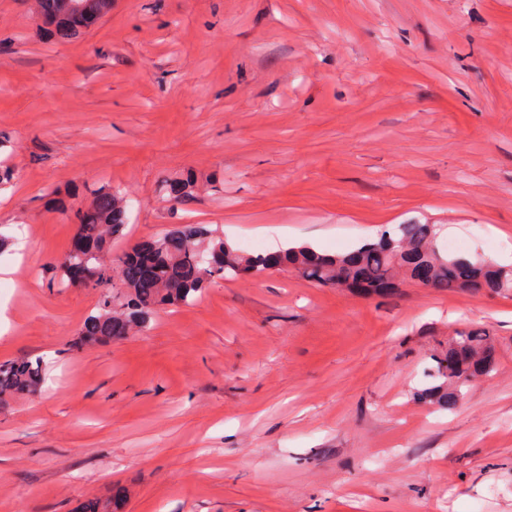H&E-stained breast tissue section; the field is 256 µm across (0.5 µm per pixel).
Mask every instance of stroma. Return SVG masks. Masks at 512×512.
I'll list each match as a JSON object with an SVG mask.
<instances>
[{"mask_svg":"<svg viewBox=\"0 0 512 512\" xmlns=\"http://www.w3.org/2000/svg\"><path fill=\"white\" fill-rule=\"evenodd\" d=\"M0 160V361L46 373L0 399V512H512V296L282 270L78 347L98 296L50 269L59 205L103 185L129 199L113 259L169 224L264 253L435 224L512 268V0H114L70 41L0 0ZM472 326L495 371L419 401Z\"/></svg>","mask_w":512,"mask_h":512,"instance_id":"obj_1","label":"stroma"}]
</instances>
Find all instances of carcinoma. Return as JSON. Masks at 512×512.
<instances>
[{
  "mask_svg": "<svg viewBox=\"0 0 512 512\" xmlns=\"http://www.w3.org/2000/svg\"><path fill=\"white\" fill-rule=\"evenodd\" d=\"M39 21L57 39H73L87 32L85 23L97 22L112 9V0H38ZM174 201L191 195L192 181L166 184ZM76 237L66 255L52 266L62 286L73 284L71 267L83 266L89 279L85 287L99 294L96 311L89 314L78 333L77 345L120 340L134 326H144L159 305H179L197 297L215 278L231 279L248 272L263 275L290 269L320 287L352 286L355 290L389 288L403 275L412 280L421 265L431 270L429 287L437 291L512 294V271L479 255H446L433 248L437 234L433 224H398L378 238L365 241L345 253L315 251L306 245L271 254L241 251L199 224H170L148 238L157 262L154 287L141 278L137 253L140 244L110 263L104 260L112 239L126 226V200L111 188H100L91 203L72 210ZM494 348L484 328L455 332L448 353L433 357L432 381L416 397L449 411L454 410L463 389L490 375L495 363L485 359ZM45 381L41 358H20L0 363V394H35Z\"/></svg>",
  "mask_w": 512,
  "mask_h": 512,
  "instance_id": "obj_1",
  "label": "carcinoma"
}]
</instances>
